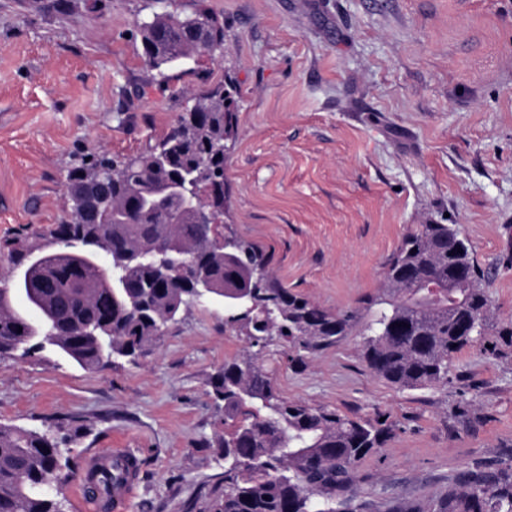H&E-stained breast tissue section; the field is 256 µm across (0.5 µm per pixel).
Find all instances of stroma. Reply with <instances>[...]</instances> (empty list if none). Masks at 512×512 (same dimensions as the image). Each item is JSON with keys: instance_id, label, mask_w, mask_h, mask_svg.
Instances as JSON below:
<instances>
[{"instance_id": "35a3bbf8", "label": "stroma", "mask_w": 512, "mask_h": 512, "mask_svg": "<svg viewBox=\"0 0 512 512\" xmlns=\"http://www.w3.org/2000/svg\"><path fill=\"white\" fill-rule=\"evenodd\" d=\"M201 7L223 53L160 76L138 22ZM219 83L238 112L229 232L279 284L362 308L408 231L449 222L512 322V0H0V244L60 223L75 164L140 152L184 111L178 89ZM364 341L261 360L285 399L393 421L359 466L360 501L430 505L460 473L512 460V348H464L447 385L404 390L367 369ZM248 351L222 304L199 303L133 361L0 358V424L51 428L77 474L90 453L134 450L123 512H207L224 473L211 381Z\"/></svg>"}]
</instances>
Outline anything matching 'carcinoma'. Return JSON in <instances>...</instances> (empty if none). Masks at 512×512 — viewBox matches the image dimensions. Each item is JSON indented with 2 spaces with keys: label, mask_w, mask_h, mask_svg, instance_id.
Segmentation results:
<instances>
[{
  "label": "carcinoma",
  "mask_w": 512,
  "mask_h": 512,
  "mask_svg": "<svg viewBox=\"0 0 512 512\" xmlns=\"http://www.w3.org/2000/svg\"><path fill=\"white\" fill-rule=\"evenodd\" d=\"M139 32L145 60L158 71L197 62L224 44V25L206 9L184 17L156 12ZM180 94L191 105L145 151L122 158L98 154L72 169L62 223L4 243L9 262L24 274L0 281V357H27L52 346L81 367L97 369L154 346L182 307L220 300L229 321L244 323L254 353L224 362L212 381L224 401L225 465L210 512H364L366 504L357 502L358 468L383 446L393 425L281 397L257 364L273 337L287 343L289 359L298 364L364 321L371 331L362 353L367 367L395 388L415 389L447 384L455 354L466 346L488 349L490 330L512 346V322L494 324L482 289L448 287L458 249L470 275L485 277L449 224H421L407 233L379 293L362 311L333 312L289 292L271 278L270 258L256 244L233 237L214 247L211 233L170 186L193 174L207 186L199 206L226 213L224 165L236 107L222 84ZM101 192L110 200L106 208L97 205ZM61 243L65 250L53 252L46 284L29 268V257ZM167 251L205 269L212 289L195 297L184 271L154 260L153 254ZM126 252L144 258L132 266L113 264ZM115 278L125 287H112ZM15 289L39 313L38 323L14 311ZM251 295L257 296L254 312L236 314L238 298ZM61 458L59 442L47 433L0 426V512H60L43 477L61 471ZM435 512H512V464L462 474Z\"/></svg>",
  "instance_id": "1"
}]
</instances>
